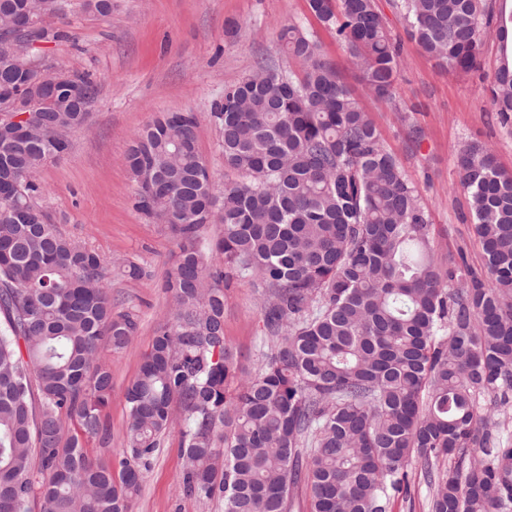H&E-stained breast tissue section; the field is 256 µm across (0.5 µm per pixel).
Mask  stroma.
Masks as SVG:
<instances>
[{"label": "stroma", "instance_id": "35a3bbf8", "mask_svg": "<svg viewBox=\"0 0 512 512\" xmlns=\"http://www.w3.org/2000/svg\"><path fill=\"white\" fill-rule=\"evenodd\" d=\"M394 34L402 38L396 95L408 117L366 94L347 63L333 32L310 13L307 0H112L107 16L90 14L85 0H66L55 26L68 39L44 45L49 74H87L98 95L88 123L69 134L71 147L41 173L42 205L55 214L62 233L86 243L106 261L134 257L147 277L130 280L113 271L109 292L114 305L134 307L139 330L123 350L102 345L112 372V399L105 421L109 443L89 441L91 458L109 460L126 433L124 393L135 379L143 354L160 325L170 321L172 304L164 288L172 268L174 243L134 206L136 185L124 163L133 136L161 112H192L198 121L197 146L216 180L224 178L221 134L212 116L225 87L238 82L262 59L287 66L278 33L300 25L314 33L320 53L338 65L344 82L394 151L418 189L434 226L441 257L465 252L482 270L484 259L473 232L467 195L459 182L457 155L468 143L491 149L501 168L512 172V118L491 105L494 77L503 61L498 39H488L478 70L449 72L405 37L392 0H376ZM424 132L417 144L407 139L406 122ZM224 336L248 371L261 362L263 313L247 282L225 292ZM182 421H174L157 449L132 512H224V498L182 494L186 460L178 448Z\"/></svg>", "mask_w": 512, "mask_h": 512}]
</instances>
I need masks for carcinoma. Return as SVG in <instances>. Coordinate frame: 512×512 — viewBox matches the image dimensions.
I'll use <instances>...</instances> for the list:
<instances>
[{
    "label": "carcinoma",
    "mask_w": 512,
    "mask_h": 512,
    "mask_svg": "<svg viewBox=\"0 0 512 512\" xmlns=\"http://www.w3.org/2000/svg\"><path fill=\"white\" fill-rule=\"evenodd\" d=\"M336 32L362 84L399 110L402 43L376 0H308ZM408 37L444 68L480 66L483 29L507 38L512 13L487 0H394ZM64 10L60 0H0V35L18 16ZM30 38L58 42L56 27ZM300 72L262 60L224 88L213 117L224 167L219 188L199 175L197 117H155L125 163L135 207L176 245L164 288L174 302L125 392L118 467L89 457L109 439L103 409L112 373L101 343L128 346L139 318L119 310L108 267L59 231L39 204L40 172L70 148L89 113L70 85L49 80L54 107L31 137L0 148V512H130L171 424L184 415L181 490L224 496V512H290L306 481L311 512H389L420 467L429 512H512V444L495 412L512 408V173L466 144L460 182L487 276L443 264L434 228L395 153L338 68L296 25L279 33ZM25 42L0 51V96L33 75ZM493 110L512 112V66L495 75ZM224 225L212 243L204 232ZM245 281L263 303L260 371L245 374L224 337V289ZM39 404H34V394ZM492 408L481 411L479 398ZM38 449L40 468L32 467Z\"/></svg>",
    "instance_id": "1"
}]
</instances>
